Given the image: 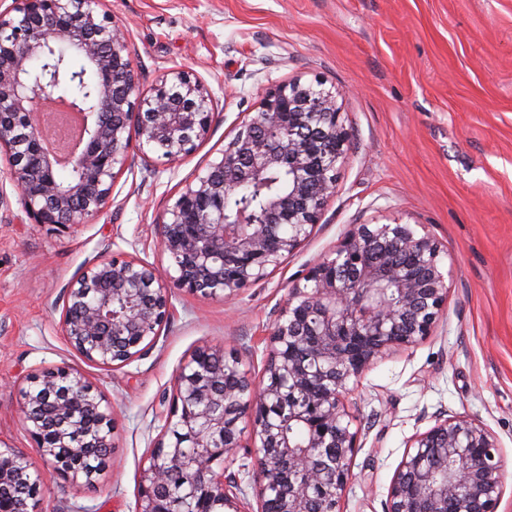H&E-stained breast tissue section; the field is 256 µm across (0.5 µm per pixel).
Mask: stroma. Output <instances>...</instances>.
Listing matches in <instances>:
<instances>
[{
	"mask_svg": "<svg viewBox=\"0 0 512 512\" xmlns=\"http://www.w3.org/2000/svg\"><path fill=\"white\" fill-rule=\"evenodd\" d=\"M127 29L142 90L174 67L214 98L206 138L180 161L135 159L90 223L56 233L21 223L19 192L0 205V441L45 463L18 388L68 366L111 403L107 470L92 488L49 477L43 512H136L141 469L158 443L175 372L219 341L260 376L267 334L302 278L358 224L426 225L451 265L448 309L433 336L375 361L351 396L361 428L343 512H384L410 439L439 413L467 416L503 451L512 512V0H104ZM322 81L341 91L350 146L339 192L304 245L231 301L172 297L158 341L114 371L84 361L61 331L81 267L123 254L170 265L157 226L186 181L219 158L271 87Z\"/></svg>",
	"mask_w": 512,
	"mask_h": 512,
	"instance_id": "stroma-1",
	"label": "stroma"
}]
</instances>
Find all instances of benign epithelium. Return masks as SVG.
Returning a JSON list of instances; mask_svg holds the SVG:
<instances>
[{
    "label": "benign epithelium",
    "mask_w": 512,
    "mask_h": 512,
    "mask_svg": "<svg viewBox=\"0 0 512 512\" xmlns=\"http://www.w3.org/2000/svg\"><path fill=\"white\" fill-rule=\"evenodd\" d=\"M99 0H11L0 9V171L26 220L63 232L112 201L117 170L159 149L176 162L208 134L210 91L168 70L140 92L126 31ZM93 82L90 111L68 157L49 150L43 105L65 57ZM340 93L299 78L265 92L221 158L188 182L158 237L165 273L133 256L88 262L66 287L62 331L90 364L114 371L160 337L172 290L232 300L276 271L309 238L338 191L349 146ZM288 172L263 218L228 209L241 188ZM444 249L425 226L359 224L289 288L269 332L261 379L224 346L197 347L174 376L162 438L142 468L137 512H343L358 448L350 382L377 359L435 332L448 307ZM24 425L52 473L92 486L112 448V406L67 367L30 373L19 389ZM249 449L257 510L231 470ZM47 475L25 452L0 449V512H41ZM503 469L496 437L464 416L413 437L391 478L385 512H497Z\"/></svg>",
    "instance_id": "obj_1"
}]
</instances>
